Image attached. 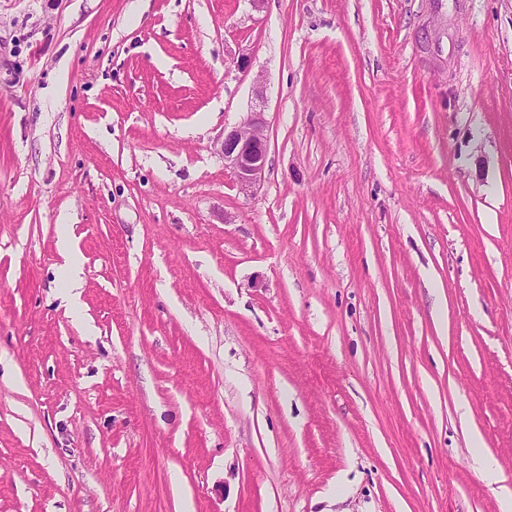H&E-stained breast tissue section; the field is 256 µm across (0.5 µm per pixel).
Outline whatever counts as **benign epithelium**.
<instances>
[{
  "instance_id": "benign-epithelium-1",
  "label": "benign epithelium",
  "mask_w": 512,
  "mask_h": 512,
  "mask_svg": "<svg viewBox=\"0 0 512 512\" xmlns=\"http://www.w3.org/2000/svg\"><path fill=\"white\" fill-rule=\"evenodd\" d=\"M263 112L224 133L221 151L224 167L231 170L239 191L247 196L260 185L266 169L268 140Z\"/></svg>"
}]
</instances>
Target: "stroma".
Listing matches in <instances>:
<instances>
[{"label":"stroma","mask_w":512,"mask_h":512,"mask_svg":"<svg viewBox=\"0 0 512 512\" xmlns=\"http://www.w3.org/2000/svg\"><path fill=\"white\" fill-rule=\"evenodd\" d=\"M478 448L512 0H0V512H499ZM264 113L251 112L246 122L224 131L221 143L224 166L231 170L236 186L246 196L254 193L265 174L268 140ZM58 248L60 254L64 258V267L67 269L72 283V288H70L68 292V300L73 304V306H76L79 302V288L82 286V261L73 250L69 240H61L58 243Z\"/></svg>","instance_id":"1"}]
</instances>
